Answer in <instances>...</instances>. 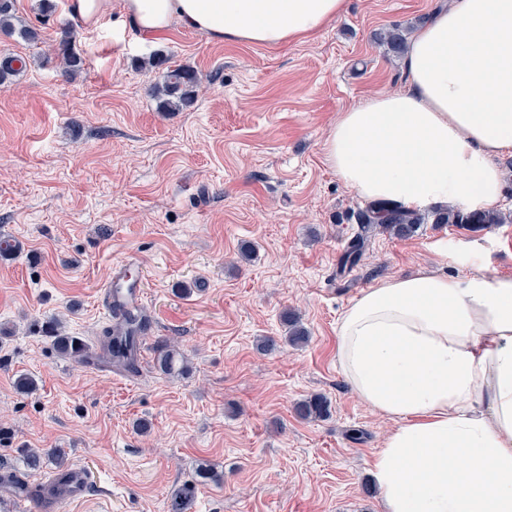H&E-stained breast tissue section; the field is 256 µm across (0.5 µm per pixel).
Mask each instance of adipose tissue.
Instances as JSON below:
<instances>
[{"label": "adipose tissue", "instance_id": "obj_1", "mask_svg": "<svg viewBox=\"0 0 512 512\" xmlns=\"http://www.w3.org/2000/svg\"><path fill=\"white\" fill-rule=\"evenodd\" d=\"M346 0H123L157 35L178 23L275 48L313 37ZM406 85L339 113L327 165L360 198L407 209L501 208L512 154V0H452L402 58ZM357 398L394 421L370 465L386 512H512V277L382 279L336 322Z\"/></svg>", "mask_w": 512, "mask_h": 512}]
</instances>
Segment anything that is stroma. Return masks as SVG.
I'll list each match as a JSON object with an SVG mask.
<instances>
[{"instance_id":"obj_1","label":"stroma","mask_w":512,"mask_h":512,"mask_svg":"<svg viewBox=\"0 0 512 512\" xmlns=\"http://www.w3.org/2000/svg\"><path fill=\"white\" fill-rule=\"evenodd\" d=\"M448 3L346 0L312 39L264 48L178 24L137 34L122 0L88 29L71 26L66 0L49 12L11 0L15 30H0V61L27 66L0 87V239L21 244L0 255L1 465L20 475V449H66L90 498L59 512H169L203 461L221 481L191 512H386L370 461L394 423L342 377L336 321L389 276H512V224L379 235L365 260L339 269L366 202L328 167L322 143L339 112L405 86L377 34H413ZM23 25L38 42L18 37ZM67 27L85 59L72 74L57 56ZM156 51L198 73L183 111L159 108L153 88L166 70L145 65ZM245 247L252 261L241 260ZM127 260L150 320L138 373L57 354L42 331L54 317L98 349L100 294ZM289 308L308 344L264 354L258 340L284 336ZM167 342L187 357L186 374L156 369ZM22 374L37 381L31 395L16 390ZM313 393L330 400L329 418L294 414Z\"/></svg>"}]
</instances>
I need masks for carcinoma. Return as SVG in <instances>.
Wrapping results in <instances>:
<instances>
[{
    "mask_svg": "<svg viewBox=\"0 0 512 512\" xmlns=\"http://www.w3.org/2000/svg\"><path fill=\"white\" fill-rule=\"evenodd\" d=\"M70 31H64L61 41V65L63 71L71 73L82 68L83 57L70 47ZM388 54L400 57L406 49V37L397 28L386 31L380 36ZM199 79L197 72L189 67L179 66L166 73L165 81L159 90L162 107L170 112L180 111L192 104L196 97ZM360 231L349 242L347 249L339 259L340 267H351L359 263L365 255L368 239L375 233H386L397 239L414 237L421 225L456 224L480 228L486 224L512 223V214L500 211L479 213L461 209H436L430 213L408 210L390 202H379L356 213ZM118 327L104 336L103 346L108 349L112 361L133 371L137 367L140 347L145 335V318L140 312L125 311L115 306ZM283 322L288 328L284 342L292 346H303L309 341L307 329L296 311L283 312ZM50 338L56 352L64 357L82 360L88 356L86 343L78 336L65 333L58 321L49 325ZM157 368L165 375H182L188 368L187 359L176 346L162 350L156 360ZM295 415L306 421L325 419L330 416V402L321 394H312L294 405ZM22 462L28 472H37L42 468L45 457L53 459L57 468L69 467L67 453L60 448H21ZM217 474L206 464L197 467L192 479L176 487L171 494V512H190L200 487L214 481Z\"/></svg>",
    "mask_w": 512,
    "mask_h": 512,
    "instance_id": "cac0c4a2",
    "label": "carcinoma"
}]
</instances>
